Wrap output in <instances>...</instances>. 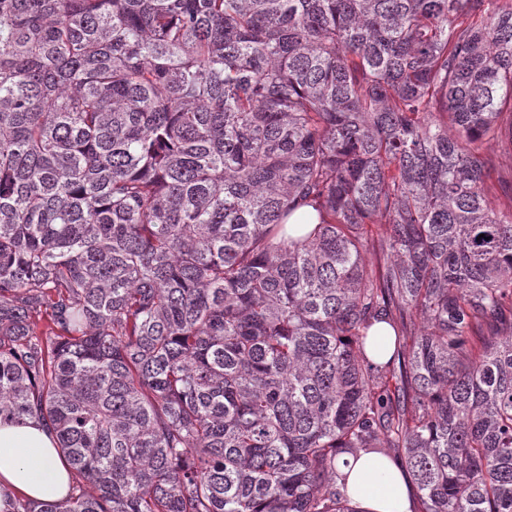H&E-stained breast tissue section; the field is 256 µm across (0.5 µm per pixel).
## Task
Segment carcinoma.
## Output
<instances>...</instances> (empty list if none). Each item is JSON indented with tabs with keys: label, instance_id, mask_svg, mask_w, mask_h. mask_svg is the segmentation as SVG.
<instances>
[{
	"label": "carcinoma",
	"instance_id": "obj_1",
	"mask_svg": "<svg viewBox=\"0 0 512 512\" xmlns=\"http://www.w3.org/2000/svg\"><path fill=\"white\" fill-rule=\"evenodd\" d=\"M507 104L512 0H0V419L76 478L14 512H512ZM495 170L485 185V192L492 207L508 214L512 211V196L502 191V186L512 181V153L495 152ZM347 462V463H346ZM339 473L346 476L341 490L366 512H411L413 486L409 476L390 457L364 453L344 456Z\"/></svg>",
	"mask_w": 512,
	"mask_h": 512
}]
</instances>
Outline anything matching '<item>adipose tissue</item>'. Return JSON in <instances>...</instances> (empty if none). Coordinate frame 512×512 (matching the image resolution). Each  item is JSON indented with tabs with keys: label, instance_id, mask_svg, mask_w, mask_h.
<instances>
[{
	"label": "adipose tissue",
	"instance_id": "adipose-tissue-1",
	"mask_svg": "<svg viewBox=\"0 0 512 512\" xmlns=\"http://www.w3.org/2000/svg\"><path fill=\"white\" fill-rule=\"evenodd\" d=\"M343 493L362 512H410L413 486L390 457L360 453L339 461ZM69 466L56 437L35 418L0 422V512H11L14 500L61 502L69 493Z\"/></svg>",
	"mask_w": 512,
	"mask_h": 512
}]
</instances>
